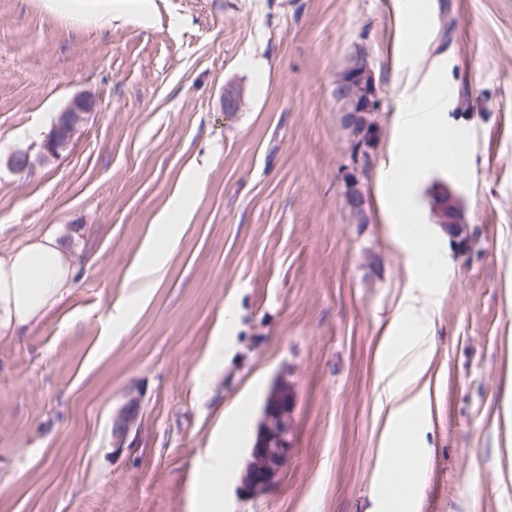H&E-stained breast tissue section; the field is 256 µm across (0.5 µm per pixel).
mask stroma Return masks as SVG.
Returning <instances> with one entry per match:
<instances>
[{"label": "stroma", "instance_id": "obj_1", "mask_svg": "<svg viewBox=\"0 0 512 512\" xmlns=\"http://www.w3.org/2000/svg\"><path fill=\"white\" fill-rule=\"evenodd\" d=\"M424 3L406 54V0H0V252L61 230L79 270L44 321L0 334V512H199L196 462L216 442L236 461L224 512H389L378 351L414 276L378 187L393 112L440 66L448 121L474 144L472 182L454 185L466 245L431 206L449 175L417 193L447 263L417 512H512V0ZM361 51L381 101L363 224L344 205L350 144L332 96ZM78 96L92 109L42 158ZM17 150L30 171L12 169ZM177 195L188 222L166 276L133 296L126 275ZM122 300L132 316L108 324ZM281 377L292 451L250 499L240 472ZM132 393L139 426L117 451L112 417Z\"/></svg>", "mask_w": 512, "mask_h": 512}]
</instances>
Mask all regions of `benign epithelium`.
Segmentation results:
<instances>
[{
  "label": "benign epithelium",
  "instance_id": "1",
  "mask_svg": "<svg viewBox=\"0 0 512 512\" xmlns=\"http://www.w3.org/2000/svg\"><path fill=\"white\" fill-rule=\"evenodd\" d=\"M333 95L336 101L345 103L347 112L379 111L376 80L366 59L362 58L352 66L348 81H336ZM458 212V196L449 188L447 201L435 207V214L439 221L453 224L457 222ZM290 413L288 380L281 378L274 382L265 398L253 448L241 476L243 489L255 498L272 490L288 464L291 452ZM139 414L140 398L137 395L128 396L126 402L116 410L112 419V443L115 449L123 447L137 426Z\"/></svg>",
  "mask_w": 512,
  "mask_h": 512
}]
</instances>
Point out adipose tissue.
Returning a JSON list of instances; mask_svg holds the SVG:
<instances>
[{"mask_svg": "<svg viewBox=\"0 0 512 512\" xmlns=\"http://www.w3.org/2000/svg\"><path fill=\"white\" fill-rule=\"evenodd\" d=\"M180 230L177 224H161V241L145 244L129 270L128 284L136 288L162 281ZM75 280L70 244L58 233H47L0 254V331H16L40 322L70 293ZM430 342L423 334L407 337L399 348L385 350L381 362L379 398L387 414L376 471L380 492L391 498L395 512H415L411 491L421 479L428 456L420 429L408 428L406 421L420 414L426 399L427 386L422 379ZM232 466L233 460L223 448L207 449L200 466L202 512H223L224 474Z\"/></svg>", "mask_w": 512, "mask_h": 512, "instance_id": "ef3b65f1", "label": "adipose tissue"}]
</instances>
